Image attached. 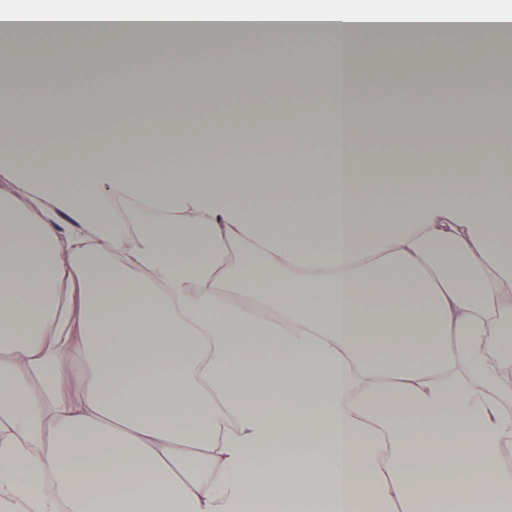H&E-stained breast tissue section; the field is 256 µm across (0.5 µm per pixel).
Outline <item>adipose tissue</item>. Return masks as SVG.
I'll use <instances>...</instances> for the list:
<instances>
[{
  "label": "adipose tissue",
  "instance_id": "adipose-tissue-1",
  "mask_svg": "<svg viewBox=\"0 0 512 512\" xmlns=\"http://www.w3.org/2000/svg\"><path fill=\"white\" fill-rule=\"evenodd\" d=\"M367 11L123 0L1 12L0 35H62L92 69L93 45L173 54L294 20L296 57H354ZM444 13L453 34L506 10ZM40 82L72 111L0 112V512H512V196L492 100L451 132L478 165L439 162L415 120L387 123L416 149L385 160L359 150L367 112L264 132L183 90L153 131L79 110L80 75Z\"/></svg>",
  "mask_w": 512,
  "mask_h": 512
}]
</instances>
